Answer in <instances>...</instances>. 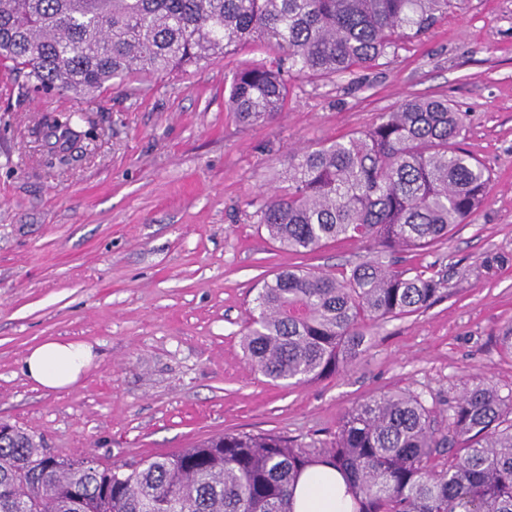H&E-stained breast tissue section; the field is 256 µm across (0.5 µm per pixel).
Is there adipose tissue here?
I'll use <instances>...</instances> for the list:
<instances>
[{
	"instance_id": "ef3b65f1",
	"label": "adipose tissue",
	"mask_w": 512,
	"mask_h": 512,
	"mask_svg": "<svg viewBox=\"0 0 512 512\" xmlns=\"http://www.w3.org/2000/svg\"><path fill=\"white\" fill-rule=\"evenodd\" d=\"M93 351L89 345L49 341L35 347L24 358L31 380L46 389H65L75 384L89 367ZM342 476L325 466H316L296 488L294 512H349Z\"/></svg>"
}]
</instances>
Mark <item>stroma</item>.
<instances>
[{"label":"stroma","instance_id":"35a3bbf8","mask_svg":"<svg viewBox=\"0 0 512 512\" xmlns=\"http://www.w3.org/2000/svg\"><path fill=\"white\" fill-rule=\"evenodd\" d=\"M276 56L245 45L93 99L26 94L0 70V422L109 467L223 433L327 443L381 393L443 411L483 380L512 391V356L497 342L512 325V0H462L397 55L335 80L290 77L275 120L238 123L226 108L233 72ZM414 96L466 112L465 147L491 173L471 223L396 256L446 267L450 294L369 331L352 368L273 385L241 349L258 288L291 266L339 271L369 249L280 250L252 203L280 185L290 150L365 130ZM59 150L66 163H50ZM49 340L93 350L71 387L23 372Z\"/></svg>","mask_w":512,"mask_h":512}]
</instances>
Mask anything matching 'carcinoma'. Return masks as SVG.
I'll use <instances>...</instances> for the list:
<instances>
[{
	"label": "carcinoma",
	"mask_w": 512,
	"mask_h": 512,
	"mask_svg": "<svg viewBox=\"0 0 512 512\" xmlns=\"http://www.w3.org/2000/svg\"><path fill=\"white\" fill-rule=\"evenodd\" d=\"M456 0H0V67L43 94L94 97L138 75L198 66L231 47L280 57L230 79L244 125L274 120L284 73L323 79L373 66L427 34ZM465 113L410 98L363 132L288 154L284 186L256 223L280 247L314 251L347 238L372 256L338 273L282 270L258 288L241 346L270 382L300 385L351 366L365 328L421 313L448 274L383 258L428 249L467 224L489 193L462 147ZM0 512H293L313 466L338 470L352 512H512V391L466 386L437 419L419 394L383 393L349 410L328 446L224 433L170 456L101 469L64 460L42 436L0 427Z\"/></svg>",
	"instance_id": "1"
}]
</instances>
